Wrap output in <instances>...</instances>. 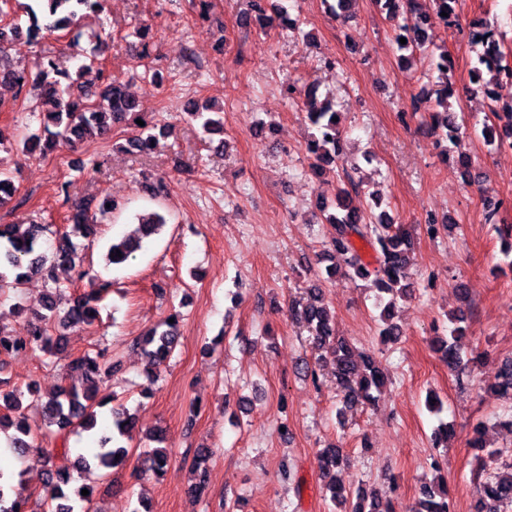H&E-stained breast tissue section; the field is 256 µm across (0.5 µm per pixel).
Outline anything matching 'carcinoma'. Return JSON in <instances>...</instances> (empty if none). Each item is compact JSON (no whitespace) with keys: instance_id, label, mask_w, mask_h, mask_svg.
<instances>
[{"instance_id":"carcinoma-1","label":"carcinoma","mask_w":512,"mask_h":512,"mask_svg":"<svg viewBox=\"0 0 512 512\" xmlns=\"http://www.w3.org/2000/svg\"><path fill=\"white\" fill-rule=\"evenodd\" d=\"M103 0H33L23 5L31 25L22 28L18 23L8 28L0 27V59L8 51L23 45L37 42L40 34L52 35L58 31H72L85 11L102 7ZM266 0H251V13L245 17L246 24L258 22L264 27L273 23L267 14ZM435 13L448 14L445 21L449 25L456 22L458 0H432ZM386 19L393 21L400 16V7L409 13L406 23L398 27L395 41L401 51L417 53L430 59L432 70L437 73L441 89L437 90L436 107L432 112L433 127L441 131L443 138L456 143L466 134L464 126L457 122L455 111L451 109L449 98L453 89L448 86V68L451 61L448 53H435L428 44L427 15L417 11L414 0H374ZM470 32L472 43L483 46L471 70L476 77L474 84L488 99H494L490 85L498 80L505 68L502 65L504 53L490 22L473 24ZM148 27L143 24L132 26L127 36L138 40L141 51L139 58L149 56V43L146 42ZM406 43H400V39ZM112 35L103 33L97 37L87 61L81 63L75 73L58 71L52 60H43L35 75L17 72L0 63V82L11 83L19 88L27 84L40 91L39 104L43 107V124L31 130L17 143V150L32 154L36 151L46 154L60 144L74 143L83 139L103 136L115 126L133 127L131 136L126 139L125 149L144 153L151 149L156 139L154 131L164 135L170 133V125L159 124L155 115L138 110L136 99L127 94L124 79L107 75L100 67L98 56L102 48L109 44ZM306 119L310 125L307 140L308 151L324 162L340 160L344 154L343 138L339 122L334 120L338 112L334 104L325 99L317 100L314 92L306 95L304 102ZM198 121L202 131L211 135L223 130L224 118L220 111L195 107L188 112ZM142 120L140 126L136 120ZM16 192L13 174L0 170V208L8 203ZM68 204V222L54 233L55 247L52 252L44 248L43 237L47 225L31 222L27 229L17 232L13 224L0 225V296L7 291L17 292L32 275L39 276L45 283L46 295L44 312L36 314L26 336H17L0 324V366L6 358L28 350H40L50 357L61 351L62 334L59 330L70 327L88 329L100 319L97 302L112 288V282L99 281L91 293H65V286L58 280L57 271L67 267L74 272L73 282H80L90 276L78 253L77 238H89L96 234L97 226L105 217L120 209L114 198H105L99 207L86 200H72L65 197ZM317 207L325 212L333 209L326 217L331 232L326 243L327 251L340 258L344 270L328 269V278L340 275V279L354 284L358 279H370L377 287L375 308L380 310L382 328L379 335L384 343L394 342L401 336V326L393 321L394 309L398 301L411 295V267L414 238L409 229L385 220L386 213L379 216L368 214L352 204L350 188L337 185L332 199L323 196L317 199ZM167 219L158 212H148L139 216L138 224L127 235L112 241L105 259L111 264L134 261L143 247V241L159 234L166 226ZM501 239V253L506 266L512 270V225L497 227ZM367 245L373 252L372 260L362 257L357 243ZM121 256H116V253ZM322 280L308 288L306 300L289 305L293 318L309 333L312 348L318 360H330L334 368L336 388L342 394L346 405H373L382 387L387 382L381 362L372 354L359 352L344 339L336 337L334 312L325 302L321 287ZM174 322L168 320L149 328L136 341V347L148 359L149 366L166 361L177 345L178 314H173ZM469 327V311L459 308L448 318L447 332L437 336L433 344L448 363V369L455 372L469 364H475L481 353L463 348ZM67 367L72 383L44 399L29 386L27 392L10 385L5 378L0 379V432L14 429L11 448L22 456L28 448L27 437L31 429L23 414L24 395L41 408L48 426L62 437L80 428L92 435L95 451L92 460L79 454L72 456L69 448H50L39 459L45 474L44 494L33 503L28 496L21 495L14 480L0 472V512H74L75 503L82 502L84 512H92L93 495H82L85 486L68 490L72 473L82 468L96 467L109 472L121 465L129 455V443L136 433V422L132 414L124 409H112L111 428L104 432L96 430L99 424L98 409L105 407L113 399L111 394H101L104 378L117 369L109 364L104 349L94 354L84 353L71 358ZM494 391L502 395L512 392V358L502 361ZM210 453H199L194 457L195 482L188 486V493L199 495L207 484L206 461ZM344 461L343 450L335 446L322 448L318 462L325 481L326 490L334 502H347L345 488L337 481L336 471ZM169 454L164 447L147 452L145 465L155 474L167 468ZM475 485V512H502L504 506H512V467L509 471H494L481 463L473 472ZM408 512H452L448 486L444 476H438L432 483L420 486L418 497Z\"/></svg>"}]
</instances>
